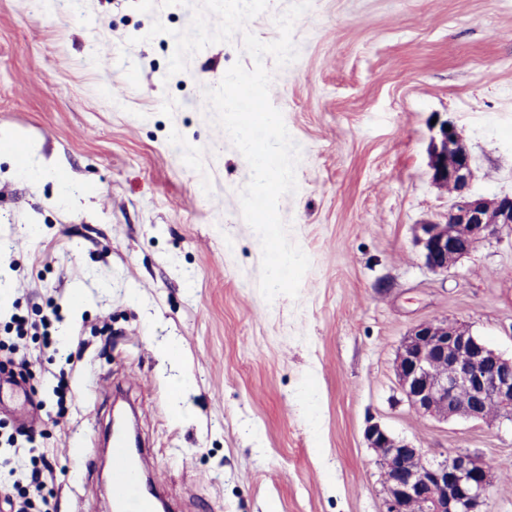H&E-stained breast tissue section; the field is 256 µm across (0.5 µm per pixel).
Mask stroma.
I'll return each mask as SVG.
<instances>
[{"label":"stroma","mask_w":512,"mask_h":512,"mask_svg":"<svg viewBox=\"0 0 512 512\" xmlns=\"http://www.w3.org/2000/svg\"><path fill=\"white\" fill-rule=\"evenodd\" d=\"M191 17L160 0H0V140L48 170L23 177L0 153V362L26 357L35 388L0 399V512L25 498L9 470L42 454L49 512H109L112 382L174 512H382L371 420L431 459L478 455L494 474L484 512H512V422L420 416L394 372L404 336L436 317L512 356V226L445 274L414 243L450 201L430 178L432 119L463 135L475 193H512V0H311L297 60L264 57L300 148L279 212L310 259L298 298L270 302L239 200L250 167L195 107L255 62L237 34L169 74ZM198 143L211 153L194 160ZM50 301L54 345L17 336L12 315Z\"/></svg>","instance_id":"1"}]
</instances>
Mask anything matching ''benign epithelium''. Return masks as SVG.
<instances>
[{"mask_svg": "<svg viewBox=\"0 0 512 512\" xmlns=\"http://www.w3.org/2000/svg\"><path fill=\"white\" fill-rule=\"evenodd\" d=\"M428 155L433 184L448 189L451 203L443 222L416 227L415 243L431 271L446 273L500 225L512 224V195L486 197L471 189L472 156L462 134L438 121ZM395 374L408 405L437 421L489 422L498 408L512 420V358L489 347L469 325L435 318L416 324L397 349ZM364 439L376 452L383 491V512H483L492 487V467L457 452L441 461L370 422Z\"/></svg>", "mask_w": 512, "mask_h": 512, "instance_id": "benign-epithelium-1", "label": "benign epithelium"}]
</instances>
